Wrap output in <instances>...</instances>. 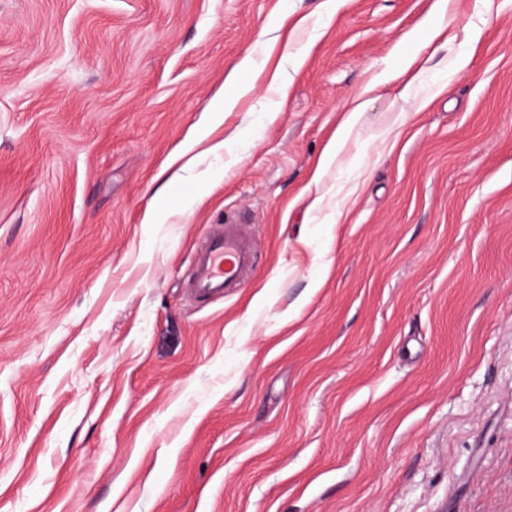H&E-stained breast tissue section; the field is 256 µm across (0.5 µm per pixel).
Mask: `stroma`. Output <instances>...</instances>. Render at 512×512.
<instances>
[{"mask_svg":"<svg viewBox=\"0 0 512 512\" xmlns=\"http://www.w3.org/2000/svg\"><path fill=\"white\" fill-rule=\"evenodd\" d=\"M0 512H512V0H0ZM253 70L254 60L250 56H244L228 74L225 79V87L227 86L228 92L224 93V97L217 101L213 107L211 127L221 123L224 116L223 112L233 111L241 99L252 94L254 85L244 81L242 76ZM210 128L202 131L185 153L192 151L196 145L205 141L209 136ZM362 117L361 112V106H357L354 109H352L348 114L345 116L340 129L339 133L336 137V142L333 143L328 150L326 151L324 157H323V165L324 166H330L333 161L336 158L337 153L340 151L342 146L344 145L346 139L348 138L351 131L355 128V126L359 123L360 119ZM185 293L195 305L209 304L240 288L256 265L252 239L237 223L215 224L195 251Z\"/></svg>","mask_w":512,"mask_h":512,"instance_id":"1","label":"stroma"}]
</instances>
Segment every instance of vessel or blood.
I'll use <instances>...</instances> for the list:
<instances>
[{
    "label": "vessel or blood",
    "instance_id": "b4317fda",
    "mask_svg": "<svg viewBox=\"0 0 512 512\" xmlns=\"http://www.w3.org/2000/svg\"><path fill=\"white\" fill-rule=\"evenodd\" d=\"M191 265L186 296L193 304H209L242 285L256 265L255 246L239 224L221 223L204 237Z\"/></svg>",
    "mask_w": 512,
    "mask_h": 512
}]
</instances>
